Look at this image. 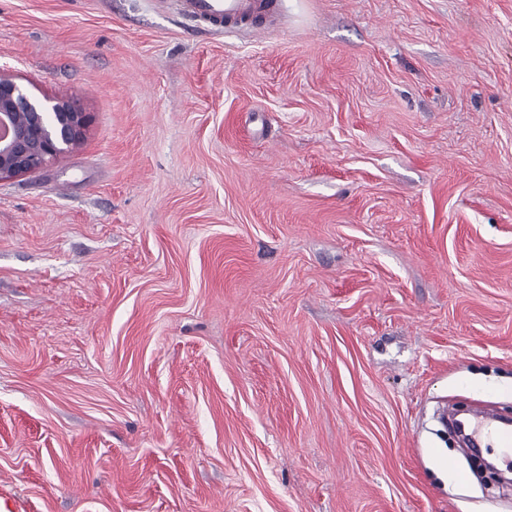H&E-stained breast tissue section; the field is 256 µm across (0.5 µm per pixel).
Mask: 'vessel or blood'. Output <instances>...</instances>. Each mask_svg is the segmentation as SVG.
Instances as JSON below:
<instances>
[{
	"label": "vessel or blood",
	"instance_id": "1",
	"mask_svg": "<svg viewBox=\"0 0 512 512\" xmlns=\"http://www.w3.org/2000/svg\"><path fill=\"white\" fill-rule=\"evenodd\" d=\"M276 0H183L185 16L211 29L221 30L255 22L276 11ZM471 433L479 442L495 440L504 455L512 456V429L498 428L493 416H485L471 426Z\"/></svg>",
	"mask_w": 512,
	"mask_h": 512
}]
</instances>
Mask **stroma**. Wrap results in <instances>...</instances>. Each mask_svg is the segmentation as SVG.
Listing matches in <instances>:
<instances>
[{
	"instance_id": "stroma-1",
	"label": "stroma",
	"mask_w": 512,
	"mask_h": 512,
	"mask_svg": "<svg viewBox=\"0 0 512 512\" xmlns=\"http://www.w3.org/2000/svg\"><path fill=\"white\" fill-rule=\"evenodd\" d=\"M0 0L81 146L0 182V503L512 512V0ZM276 0H183L185 16L211 29L237 27L271 15L278 8ZM471 434L483 446L490 438L494 439L498 448H502V452L506 456L512 457V429H499L495 425L493 416H485L484 419L474 422L471 425Z\"/></svg>"
}]
</instances>
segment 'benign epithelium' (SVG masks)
I'll return each instance as SVG.
<instances>
[{
    "label": "benign epithelium",
    "mask_w": 512,
    "mask_h": 512,
    "mask_svg": "<svg viewBox=\"0 0 512 512\" xmlns=\"http://www.w3.org/2000/svg\"><path fill=\"white\" fill-rule=\"evenodd\" d=\"M86 113L60 97L39 99L0 71V181L35 173L76 150Z\"/></svg>",
    "instance_id": "obj_1"
}]
</instances>
